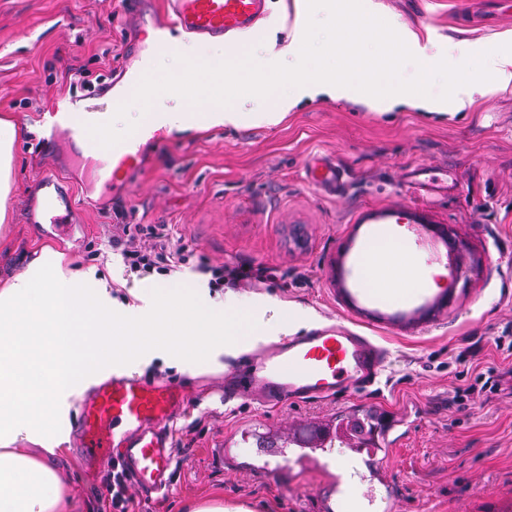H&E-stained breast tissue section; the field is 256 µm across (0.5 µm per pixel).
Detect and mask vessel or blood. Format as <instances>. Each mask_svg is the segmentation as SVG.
Returning <instances> with one entry per match:
<instances>
[{
	"label": "vessel or blood",
	"instance_id": "b4317fda",
	"mask_svg": "<svg viewBox=\"0 0 512 512\" xmlns=\"http://www.w3.org/2000/svg\"><path fill=\"white\" fill-rule=\"evenodd\" d=\"M268 0H165L167 21L156 23L150 46L130 47L137 59L134 69L123 70L122 87L113 94V104L133 94L148 72V58L172 51L173 33L198 37L230 38L254 32L267 12ZM52 133L76 136L83 120L65 112L50 115ZM142 128L112 148V180L136 168L143 138ZM311 182L328 194L340 192L344 177L335 163L320 159L309 170ZM39 197L28 213L32 224H55L66 229L72 223L71 190L56 174H46L37 183ZM386 360L384 350L368 337L336 323L310 329L288 342L263 348L231 371L234 390L242 397L262 392L272 400L324 399L363 388L377 377ZM187 392L167 380L147 382L121 372L100 381L86 398L79 415L77 446L86 463L118 462L131 481L148 493L168 489L174 457L168 426L177 417Z\"/></svg>",
	"mask_w": 512,
	"mask_h": 512
}]
</instances>
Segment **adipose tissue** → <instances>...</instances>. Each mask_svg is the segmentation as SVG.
Here are the masks:
<instances>
[{"instance_id":"ef3b65f1","label":"adipose tissue","mask_w":512,"mask_h":512,"mask_svg":"<svg viewBox=\"0 0 512 512\" xmlns=\"http://www.w3.org/2000/svg\"><path fill=\"white\" fill-rule=\"evenodd\" d=\"M19 135L13 119L0 117L1 224ZM382 240L359 258L367 287L393 300L434 287L399 238ZM138 298L139 306L115 317L95 268L66 267L48 246L0 287V512H63L60 449L71 401L112 369L138 366L161 350L190 370L217 348L243 350L267 333L252 306L229 296L202 302L175 284L140 289ZM22 443L41 448V456L20 452Z\"/></svg>"}]
</instances>
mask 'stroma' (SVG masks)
<instances>
[{
  "mask_svg": "<svg viewBox=\"0 0 512 512\" xmlns=\"http://www.w3.org/2000/svg\"><path fill=\"white\" fill-rule=\"evenodd\" d=\"M393 28L417 32L432 60L462 62L512 34V0H365ZM294 0H270L248 49L266 61L289 41ZM123 0H0V115L22 134L14 146L9 220L0 227V283L21 272L33 252L49 246L69 266L96 268L118 304L134 289L207 283L200 263L275 269L272 279L231 287L273 326L281 304L298 316L300 331L344 320L388 351L375 383L332 398L267 404L225 398L224 373L239 359L219 353L195 372L162 357L136 369L145 379L179 381L188 398L174 428H188V449L175 455L168 493L145 498L149 512H186L220 494L254 512H320L336 487L335 471L289 463L273 475L254 467L263 454L249 432H305L335 426L373 409L385 426V481L397 512H512V356L495 345L512 336V88L475 95L451 114L430 109L372 107L354 99H303L275 125H230L162 133L144 142L138 167L110 191L88 185L86 161H72L68 144L44 137L41 119L71 99L67 74L87 71L111 85L127 62L130 42L146 40ZM315 156L336 160L342 192L322 193L306 179ZM431 180L430 191L407 181L411 169ZM56 172L72 189L74 223L68 239L48 224L27 221L36 180ZM426 206L451 231L453 251L416 249L422 273L450 287L446 306L419 324L389 319L388 301L362 300L356 257L383 229L410 236L402 216ZM124 223L169 224L194 255L169 276L123 277L120 255L107 242L115 210ZM359 296L351 305L347 294ZM479 354L460 362V353ZM495 369V392L457 402L458 390ZM69 434L63 460L71 502L66 512H97L92 491L102 468L87 469ZM230 448L234 462L218 451Z\"/></svg>",
  "mask_w": 512,
  "mask_h": 512,
  "instance_id": "1",
  "label": "stroma"
}]
</instances>
